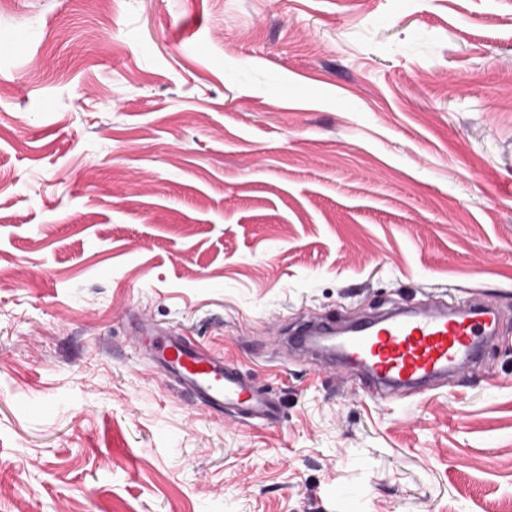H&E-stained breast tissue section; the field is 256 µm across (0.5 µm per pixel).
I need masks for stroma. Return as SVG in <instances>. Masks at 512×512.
<instances>
[{"mask_svg": "<svg viewBox=\"0 0 512 512\" xmlns=\"http://www.w3.org/2000/svg\"><path fill=\"white\" fill-rule=\"evenodd\" d=\"M485 297L474 370L372 401L284 337ZM237 366L251 425L132 319ZM512 502V0H12L0 15V512ZM131 336L151 352L161 375L201 403L220 411L230 406L250 421L266 422L277 416L273 402L252 388L237 367L178 331H157L139 321L131 327Z\"/></svg>", "mask_w": 512, "mask_h": 512, "instance_id": "obj_1", "label": "stroma"}]
</instances>
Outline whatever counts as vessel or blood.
<instances>
[{"mask_svg":"<svg viewBox=\"0 0 512 512\" xmlns=\"http://www.w3.org/2000/svg\"><path fill=\"white\" fill-rule=\"evenodd\" d=\"M496 323L490 306L473 302L455 309L398 308L342 328L330 318L310 320L295 342L349 369L366 371L378 394L396 398L423 393L448 371L469 368ZM131 334L150 351L161 375L201 403L217 410L235 408L251 421L277 416L273 402L252 388L237 367L178 331H157L140 321Z\"/></svg>","mask_w":512,"mask_h":512,"instance_id":"b4317fda","label":"vessel or blood"}]
</instances>
